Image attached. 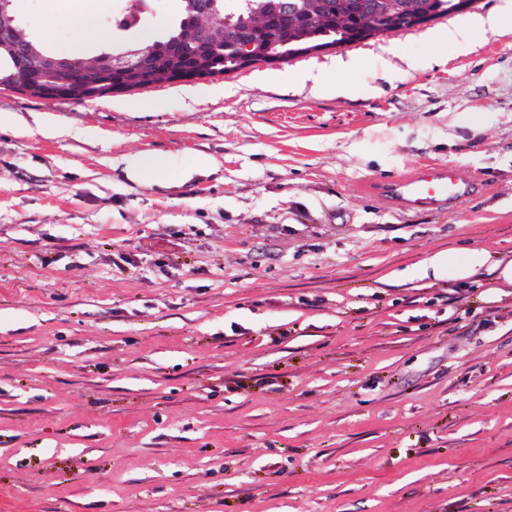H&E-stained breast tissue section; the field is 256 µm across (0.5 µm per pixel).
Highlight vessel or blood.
I'll use <instances>...</instances> for the list:
<instances>
[{"mask_svg": "<svg viewBox=\"0 0 512 512\" xmlns=\"http://www.w3.org/2000/svg\"><path fill=\"white\" fill-rule=\"evenodd\" d=\"M370 188L393 206L416 212L445 208L468 196L473 185L453 166L430 162L397 178L371 182Z\"/></svg>", "mask_w": 512, "mask_h": 512, "instance_id": "obj_1", "label": "vessel or blood"}]
</instances>
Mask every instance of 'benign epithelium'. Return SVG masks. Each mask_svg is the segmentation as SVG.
<instances>
[{
    "label": "benign epithelium",
    "mask_w": 512,
    "mask_h": 512,
    "mask_svg": "<svg viewBox=\"0 0 512 512\" xmlns=\"http://www.w3.org/2000/svg\"><path fill=\"white\" fill-rule=\"evenodd\" d=\"M12 6L13 0H0V46L17 51L20 63L14 81L52 99L61 94H82L93 86V74L96 72H144L153 65L156 47L151 43L126 55L114 57L107 54L92 61L76 55H44L34 52L17 38L18 30L13 24ZM272 6L277 9V23L283 26L288 25V20L299 14V7L294 0H278ZM428 6V0H393L388 4H381L378 0H362L360 9L363 12L364 34H396L400 32L397 24L403 19L413 24L422 23L431 15ZM260 35L269 42V47L278 46L281 51L256 57L251 50ZM224 40L237 45L241 51L240 61L246 67L283 63L288 60L287 36L268 26L265 15L257 22L247 21L235 29L224 30Z\"/></svg>",
    "instance_id": "1"
}]
</instances>
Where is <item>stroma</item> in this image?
Returning a JSON list of instances; mask_svg holds the SVG:
<instances>
[{
  "label": "stroma",
  "instance_id": "stroma-1",
  "mask_svg": "<svg viewBox=\"0 0 512 512\" xmlns=\"http://www.w3.org/2000/svg\"><path fill=\"white\" fill-rule=\"evenodd\" d=\"M123 4L14 0L87 57L179 10L124 31ZM504 4L93 101L0 89V512H512V27L425 60ZM149 154L168 173L132 179ZM426 161L478 190L369 192ZM511 20L504 15L488 16L487 18H478L472 25L457 27L453 29H443L433 33L430 39L428 55L430 58L439 55L446 56L460 52L467 47L473 34L482 27H496ZM482 259V254L477 251L464 252L455 257L449 254L438 253L428 260L425 270L427 272V270L432 269L435 275H440L448 265L455 264L461 273H467L471 268L480 264Z\"/></svg>",
  "mask_w": 512,
  "mask_h": 512
}]
</instances>
